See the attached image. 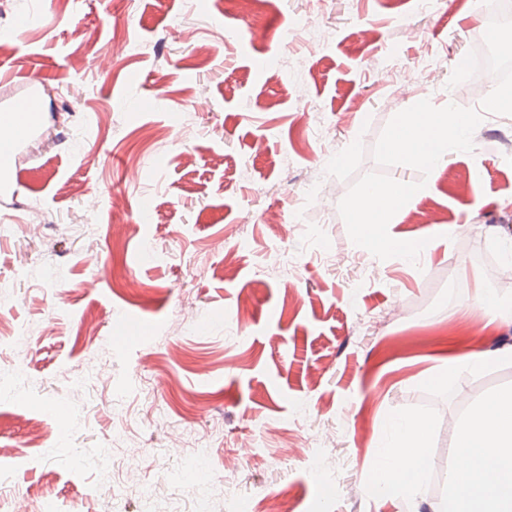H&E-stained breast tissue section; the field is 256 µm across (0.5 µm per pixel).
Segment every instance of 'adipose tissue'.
<instances>
[{
  "label": "adipose tissue",
  "mask_w": 512,
  "mask_h": 512,
  "mask_svg": "<svg viewBox=\"0 0 512 512\" xmlns=\"http://www.w3.org/2000/svg\"><path fill=\"white\" fill-rule=\"evenodd\" d=\"M386 431L375 485L394 498L416 496L428 472L426 430L400 415ZM451 453L466 455L469 465L464 473H449L447 493L432 512H512V387L458 420Z\"/></svg>",
  "instance_id": "ef3b65f1"
}]
</instances>
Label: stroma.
<instances>
[{
    "label": "stroma",
    "instance_id": "stroma-1",
    "mask_svg": "<svg viewBox=\"0 0 512 512\" xmlns=\"http://www.w3.org/2000/svg\"><path fill=\"white\" fill-rule=\"evenodd\" d=\"M491 2L268 0L248 13L241 0H53L47 25L33 0H0V34L32 17L0 49V76L40 73L45 111L0 206V312L31 336L26 358L0 347V446L25 461L0 512H36L42 488L56 512H193L203 483L211 512H273L286 485L287 512H431L458 418L512 386V362L440 378L449 359L512 346V323L483 307L512 298V116L485 115L473 152L430 175L387 168L426 183L388 226L424 241L417 263L355 245L338 204L376 170L395 114L423 99L480 108L484 92L448 81ZM175 21L188 41L169 36ZM144 198L149 224L136 220ZM32 205L47 216L38 232L17 221ZM122 328L131 342L113 345ZM96 357L107 384L72 391ZM397 413L422 416L433 460L410 501L368 491ZM33 419L50 431L39 448ZM177 427L220 429L201 468L172 447ZM119 461L176 483L147 508L113 499L103 479Z\"/></svg>",
    "mask_w": 512,
    "mask_h": 512
}]
</instances>
